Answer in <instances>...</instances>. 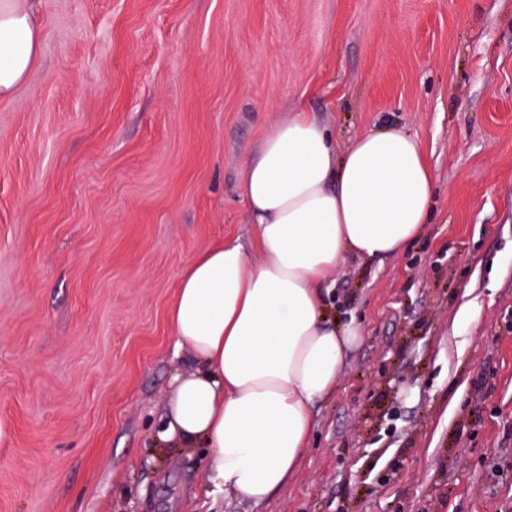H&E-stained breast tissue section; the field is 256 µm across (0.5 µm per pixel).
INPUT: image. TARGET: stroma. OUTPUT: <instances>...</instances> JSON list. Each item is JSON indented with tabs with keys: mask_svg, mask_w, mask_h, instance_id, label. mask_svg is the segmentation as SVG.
I'll list each match as a JSON object with an SVG mask.
<instances>
[{
	"mask_svg": "<svg viewBox=\"0 0 512 512\" xmlns=\"http://www.w3.org/2000/svg\"><path fill=\"white\" fill-rule=\"evenodd\" d=\"M0 99V512H512V0H35ZM306 110L337 149L417 136L434 208L349 259L335 393L285 485L208 496L155 438L190 262L249 241L244 179Z\"/></svg>",
	"mask_w": 512,
	"mask_h": 512,
	"instance_id": "obj_1",
	"label": "stroma"
}]
</instances>
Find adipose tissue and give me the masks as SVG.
Masks as SVG:
<instances>
[{"label":"adipose tissue","instance_id":"ef3b65f1","mask_svg":"<svg viewBox=\"0 0 512 512\" xmlns=\"http://www.w3.org/2000/svg\"><path fill=\"white\" fill-rule=\"evenodd\" d=\"M30 0H0V99L40 51ZM250 243L227 239L188 265L170 310L175 375L160 440L207 448L209 492L261 505L300 464L314 405L337 388L356 322L329 321L347 258L397 255L430 218L434 175L419 139L366 132L337 153L330 129L298 111L269 129L247 168Z\"/></svg>","mask_w":512,"mask_h":512}]
</instances>
